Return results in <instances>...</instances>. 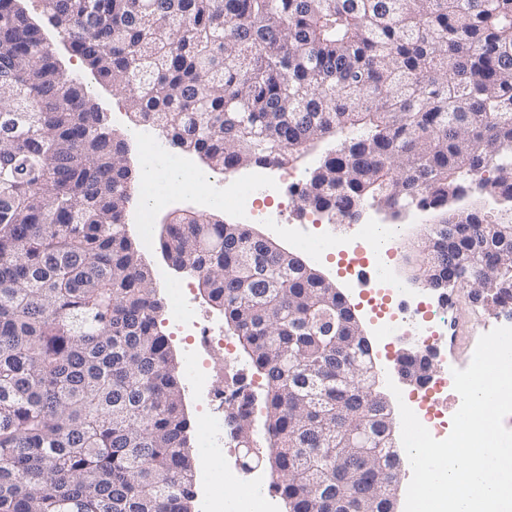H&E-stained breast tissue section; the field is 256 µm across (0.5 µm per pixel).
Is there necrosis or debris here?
Returning a JSON list of instances; mask_svg holds the SVG:
<instances>
[{
	"label": "necrosis or debris",
	"instance_id": "4bbe7bcc",
	"mask_svg": "<svg viewBox=\"0 0 512 512\" xmlns=\"http://www.w3.org/2000/svg\"><path fill=\"white\" fill-rule=\"evenodd\" d=\"M130 136L142 147V203L135 220L145 244L153 242L158 213L183 196L191 197L202 210L231 208L248 219L270 221L271 214L266 205L261 204L254 194L256 184L269 178L266 167L247 169L238 172L234 179L224 181L213 169L175 153L150 126L132 128ZM399 231L395 223L374 219L359 225L355 234L346 237L332 233L316 237L294 229L288 236L292 243L312 257H320L333 247L340 254L357 260L361 268L370 269L371 299L378 308L374 334L380 344H387L395 336H415L424 342L447 336L448 324L440 319L441 313L448 310L446 299L440 297L433 301L412 294L397 279L387 261ZM169 322L176 331L192 336L194 350L206 359H223L230 346L229 337L208 325L185 288L171 290ZM192 381L208 403L199 423V448L206 471L223 473L225 485L242 488L238 512H259V504L269 503L271 499L262 480L257 478L251 483H242L238 471L224 462L222 404L237 399V374L197 369ZM406 404L435 439L447 438L445 416L456 412L461 405V398L453 386L451 367H443L440 374L432 376L422 391L407 399Z\"/></svg>",
	"mask_w": 512,
	"mask_h": 512
}]
</instances>
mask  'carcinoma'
<instances>
[{"mask_svg":"<svg viewBox=\"0 0 512 512\" xmlns=\"http://www.w3.org/2000/svg\"><path fill=\"white\" fill-rule=\"evenodd\" d=\"M48 25L135 121L214 170L331 150L303 202L445 211L423 248L441 283L512 317V0H42ZM126 142L0 0V512H192L189 421L162 304L124 216ZM166 257L197 277L265 380L273 488L289 512H359L398 478L389 412L341 346L342 293L249 229L180 213ZM252 399L228 415L249 434ZM383 468L364 469V457ZM345 499L336 510L327 502Z\"/></svg>","mask_w":512,"mask_h":512,"instance_id":"cac0c4a2","label":"carcinoma"}]
</instances>
